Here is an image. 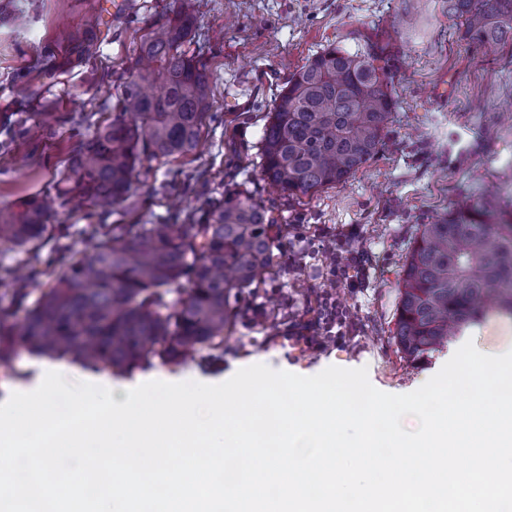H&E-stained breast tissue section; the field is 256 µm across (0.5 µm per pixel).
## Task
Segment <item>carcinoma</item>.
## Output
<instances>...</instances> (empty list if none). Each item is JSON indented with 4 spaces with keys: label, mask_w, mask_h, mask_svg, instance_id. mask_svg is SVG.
<instances>
[{
    "label": "carcinoma",
    "mask_w": 512,
    "mask_h": 512,
    "mask_svg": "<svg viewBox=\"0 0 512 512\" xmlns=\"http://www.w3.org/2000/svg\"><path fill=\"white\" fill-rule=\"evenodd\" d=\"M460 40L512 43V0H447ZM203 0L162 9L137 44L118 115L73 151L54 180L55 198L105 217L133 197L145 159L197 150L211 108L207 67L190 54ZM91 15L50 49L77 65L95 62ZM383 47L329 44L308 58L276 100L261 136V175L281 194H313L346 182L377 155L396 100ZM40 195L0 208V363L19 350L86 368L132 371L154 359L179 365L202 347L224 351L239 293L274 263L272 211L238 190L208 200L187 224H92L79 254L49 223ZM52 243L50 259L42 250ZM47 277L32 303L30 284ZM391 342L415 360L462 335L488 312L512 315V197L496 193L414 225L401 265Z\"/></svg>",
    "instance_id": "carcinoma-1"
}]
</instances>
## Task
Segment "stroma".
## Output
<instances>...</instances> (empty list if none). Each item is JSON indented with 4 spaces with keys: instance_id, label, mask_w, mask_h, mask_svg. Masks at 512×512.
<instances>
[{
    "instance_id": "1",
    "label": "stroma",
    "mask_w": 512,
    "mask_h": 512,
    "mask_svg": "<svg viewBox=\"0 0 512 512\" xmlns=\"http://www.w3.org/2000/svg\"><path fill=\"white\" fill-rule=\"evenodd\" d=\"M174 0H0V127H53L54 135L0 148V207L50 191L82 138L110 121L124 91L120 75L156 11ZM107 22L96 64L60 72L47 50L89 11ZM199 45L213 80L212 118L194 155L144 161L134 206H121L113 224L168 216L171 185L187 206H202L225 189L243 187L273 210L287 232L277 238L278 273L238 296L236 331L221 360L196 359L178 367L156 361L119 377L130 389L154 377L168 382L219 384L261 363L303 376L330 366L364 367L377 389L404 394L421 387L450 359L442 349L404 361L389 341L397 283L414 225L488 191L512 196V44L472 47L461 42L446 0H204ZM387 47L395 64L390 89L397 101L375 158L347 182L314 195L274 193L260 175V138L274 101L291 75L329 44ZM40 86L41 106L18 93L20 81ZM69 125L56 124L57 116ZM347 225L351 246L372 260L356 291L337 289L362 325L360 335L322 351L289 340L288 325L309 305L311 288L326 287L323 259L298 225ZM270 313L260 323L256 312ZM465 336L486 354L512 349V317L489 312ZM69 360L20 351L0 364V402L29 392L41 371Z\"/></svg>"
}]
</instances>
